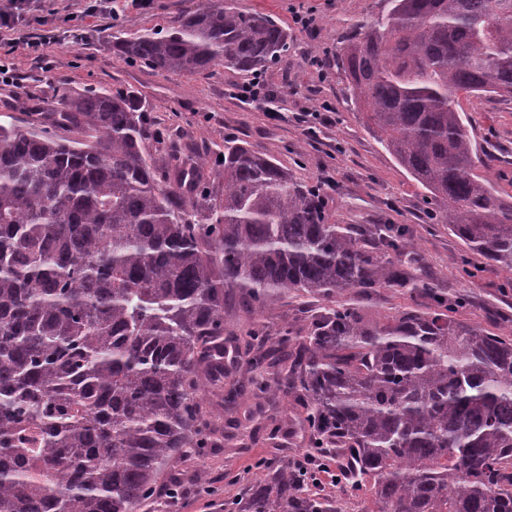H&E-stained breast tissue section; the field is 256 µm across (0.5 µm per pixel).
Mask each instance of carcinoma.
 <instances>
[{
  "mask_svg": "<svg viewBox=\"0 0 512 512\" xmlns=\"http://www.w3.org/2000/svg\"><path fill=\"white\" fill-rule=\"evenodd\" d=\"M112 48L168 73L254 74L288 30L217 0ZM336 69L434 218L512 278V195L476 173L458 110L512 97V0H389ZM43 112L66 135L0 123V512H137L209 447L202 394L237 403L242 363L254 397L299 404L310 452L370 482L376 512H512V339L406 277L405 227L329 223L319 187L235 140L220 191L175 154L160 168L129 93L64 89ZM393 285L412 300L397 314L340 300ZM230 295L260 316L241 335L224 332ZM301 297L321 302L303 323H262ZM255 415L235 426L280 447L283 426ZM257 467L236 512H337L290 462Z\"/></svg>",
  "mask_w": 512,
  "mask_h": 512,
  "instance_id": "1",
  "label": "carcinoma"
}]
</instances>
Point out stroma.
<instances>
[{
	"mask_svg": "<svg viewBox=\"0 0 512 512\" xmlns=\"http://www.w3.org/2000/svg\"><path fill=\"white\" fill-rule=\"evenodd\" d=\"M213 2L153 0L150 8L139 10L131 0H112V10L83 18L81 0H27L24 34L38 37L52 30L60 40L42 59L23 45L0 42V63L16 73L14 81L0 82V119L31 122L65 88L133 93L146 113V145L157 164H164L174 151L192 155L201 184L208 185L225 140L246 142L298 179L321 187L330 223L406 226L416 247L414 257L399 259L408 276L441 288L449 299H463L460 318L512 338V288L480 258L462 265L460 240L447 225L436 223L423 189L367 131L363 113L346 100L336 54L354 24L382 14L387 0H236L242 9L275 16L290 36L287 54L265 71L267 96L257 102L228 96V88L249 80L236 70L162 73L126 61L112 49L113 38L166 31L180 17ZM68 13L75 14V21L64 22ZM303 13L313 15L311 27L296 23V15ZM325 104L333 111L331 123L309 130L308 112ZM460 107L485 155L486 175L512 194V101L487 95L461 99ZM304 449L299 432L287 436L279 448L228 443L200 449L169 475L179 483L181 495L161 498L154 508L224 512L225 503L236 501L251 482L259 459H291ZM201 467L211 477L207 494L199 492L194 480Z\"/></svg>",
	"mask_w": 512,
	"mask_h": 512,
	"instance_id": "35a3bbf8",
	"label": "stroma"
}]
</instances>
